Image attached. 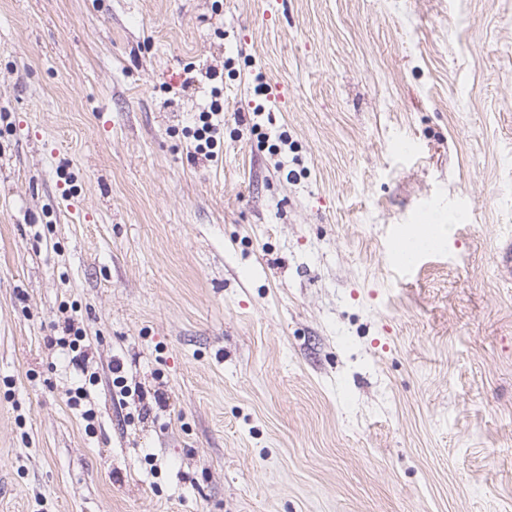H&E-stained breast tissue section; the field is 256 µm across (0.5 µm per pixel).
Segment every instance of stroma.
<instances>
[{
    "label": "stroma",
    "instance_id": "stroma-1",
    "mask_svg": "<svg viewBox=\"0 0 512 512\" xmlns=\"http://www.w3.org/2000/svg\"><path fill=\"white\" fill-rule=\"evenodd\" d=\"M0 512H512V0H0ZM223 111V108L215 100L212 103L210 112H203L201 115L202 126L198 128L194 134L197 142L195 150L197 153L203 154L206 158L213 157L215 154L214 149L218 146L221 140L224 139V124L222 120V129L220 122L214 123L213 116H218ZM222 130V132H221Z\"/></svg>",
    "mask_w": 512,
    "mask_h": 512
}]
</instances>
